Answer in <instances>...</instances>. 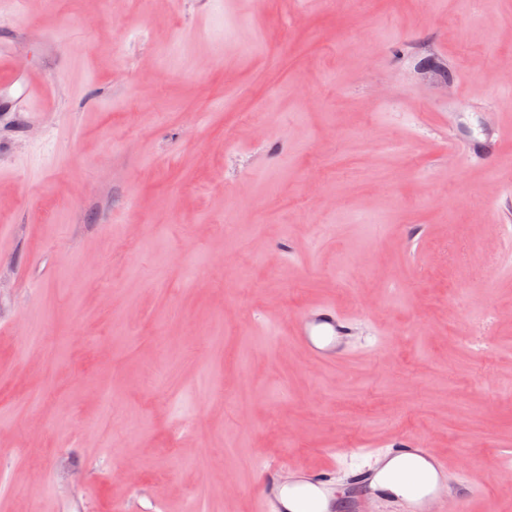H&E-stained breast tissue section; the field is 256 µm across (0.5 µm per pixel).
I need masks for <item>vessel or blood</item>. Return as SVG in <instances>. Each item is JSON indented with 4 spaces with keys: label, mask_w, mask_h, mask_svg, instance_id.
Returning a JSON list of instances; mask_svg holds the SVG:
<instances>
[{
    "label": "vessel or blood",
    "mask_w": 512,
    "mask_h": 512,
    "mask_svg": "<svg viewBox=\"0 0 512 512\" xmlns=\"http://www.w3.org/2000/svg\"><path fill=\"white\" fill-rule=\"evenodd\" d=\"M19 88L27 105L42 97L45 86L18 74L11 58L0 52V90ZM295 339L310 356L322 363H333L345 357L359 335V330L336 307L322 302L314 309L300 312L295 318ZM411 461L417 464L420 476L413 490L405 496L393 493L384 484L381 473L392 462ZM282 464L264 463L258 473L262 512H336V471L322 468L300 472L295 479L282 478ZM348 497L346 512H358L371 499L388 501L403 512H427L431 502H439L438 512H448L447 501H464L471 487L452 477L447 465L429 449L410 438L393 442L372 466L350 472L346 477Z\"/></svg>",
    "instance_id": "vessel-or-blood-1"
}]
</instances>
